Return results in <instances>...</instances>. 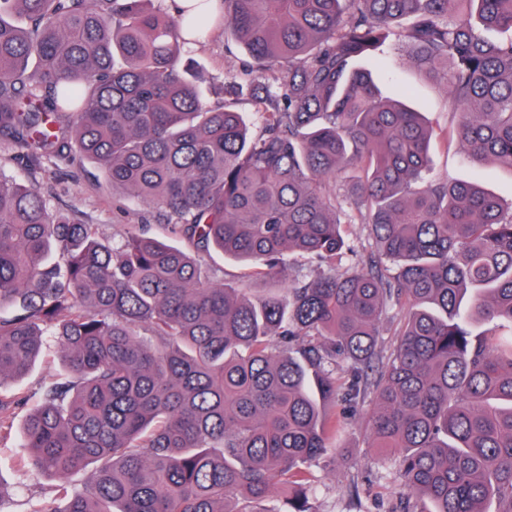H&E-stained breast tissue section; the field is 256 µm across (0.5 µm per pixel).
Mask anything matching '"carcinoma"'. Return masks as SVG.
<instances>
[{"mask_svg": "<svg viewBox=\"0 0 512 512\" xmlns=\"http://www.w3.org/2000/svg\"><path fill=\"white\" fill-rule=\"evenodd\" d=\"M163 2L0 0V135L78 154L180 241L105 246L0 172V382L47 337L62 366L0 395V416L29 406L18 472L64 502L34 512H312L304 468L336 398L369 394L399 512H512V202L432 176L431 129L369 69L405 49L469 160L512 167V0ZM218 25L250 80L212 104L181 47ZM345 224L373 241L347 266ZM213 251L251 279H282L292 252L324 272L253 294L210 281L197 255ZM278 489L288 510L263 507Z\"/></svg>", "mask_w": 512, "mask_h": 512, "instance_id": "obj_1", "label": "carcinoma"}]
</instances>
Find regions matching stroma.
Returning <instances> with one entry per match:
<instances>
[{"instance_id": "1", "label": "stroma", "mask_w": 512, "mask_h": 512, "mask_svg": "<svg viewBox=\"0 0 512 512\" xmlns=\"http://www.w3.org/2000/svg\"><path fill=\"white\" fill-rule=\"evenodd\" d=\"M184 55L204 75L202 88L210 102L224 99L227 75H236L241 84L247 80L244 69L249 58L223 29H214L205 40L187 45ZM372 77L383 95H408L410 106L423 113L434 132L430 151L435 176L451 182L478 178L499 198L512 199V171L491 168L475 174L464 159L463 146L448 116L444 90L411 69L404 50L387 49L373 67ZM0 172L36 184L51 206L65 210L77 223L96 225L99 239L106 244L120 242L132 224L144 225L155 235L162 232L155 209L134 199L116 202L111 185L104 178L87 175L85 164L79 160L35 159L0 136ZM58 360L56 347L44 345L32 371L19 382L1 381L0 394L20 396L52 381ZM368 407L365 400L352 408L339 404L341 425L331 441L332 449L313 462L307 474L313 512H394V476L375 465L378 451L370 447L362 421ZM25 413V408L14 409L0 425V496L5 499L7 512H31L51 499L52 478L38 474L23 480L16 471L23 453L20 443Z\"/></svg>"}]
</instances>
